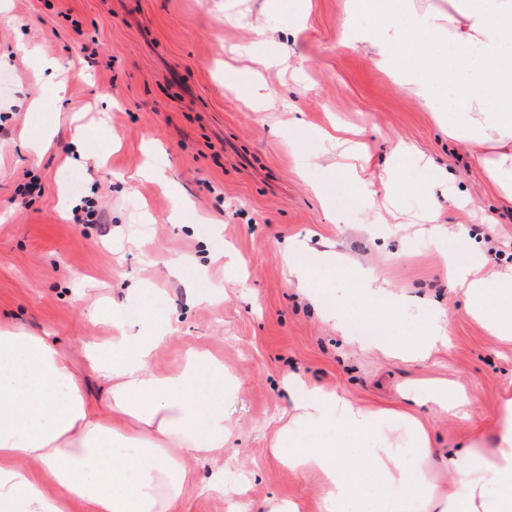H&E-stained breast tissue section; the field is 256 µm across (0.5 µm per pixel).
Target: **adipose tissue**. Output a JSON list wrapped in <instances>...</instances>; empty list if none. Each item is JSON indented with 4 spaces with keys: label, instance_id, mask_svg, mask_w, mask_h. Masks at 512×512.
Wrapping results in <instances>:
<instances>
[{
    "label": "adipose tissue",
    "instance_id": "adipose-tissue-1",
    "mask_svg": "<svg viewBox=\"0 0 512 512\" xmlns=\"http://www.w3.org/2000/svg\"><path fill=\"white\" fill-rule=\"evenodd\" d=\"M380 24L354 42L370 46L397 87L448 114V134L469 148L498 196L512 204V0H448L421 14L412 0H380ZM290 274L324 314L345 309L312 274L306 248L288 249ZM481 255H448V286L491 335L512 340V273L490 287ZM106 335L81 352L100 384L85 388L50 336L0 328V512H179L192 460L222 453L224 397L237 382L204 350L174 374L152 367L165 324L128 334L119 306L88 305ZM446 325H425L413 347L385 333L393 357L427 360L446 345ZM292 406L275 457L320 483V512H512V389L503 391L492 439L440 454L411 413L367 409L292 378ZM408 401L459 415L471 400L451 383L412 388ZM316 431L323 447L308 450Z\"/></svg>",
    "mask_w": 512,
    "mask_h": 512
}]
</instances>
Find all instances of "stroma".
<instances>
[{
    "label": "stroma",
    "mask_w": 512,
    "mask_h": 512,
    "mask_svg": "<svg viewBox=\"0 0 512 512\" xmlns=\"http://www.w3.org/2000/svg\"><path fill=\"white\" fill-rule=\"evenodd\" d=\"M350 0H6L0 10V327L48 332L72 357L102 336L73 295L121 301L126 323L155 316L172 329L153 359L175 369L202 347L242 383L224 403L223 453L192 462L194 483L223 470L242 482L248 512L278 501L320 512L319 490L271 452L297 374L371 408L410 410L402 391L432 381L464 388L467 417L426 408L435 447L495 430L512 388V341L489 336L464 313L444 278L447 251L475 250L489 279L512 271V206L485 181L445 123L401 92L372 53L346 41ZM28 41L74 62L63 98L35 83L14 52ZM272 65L254 72L249 52ZM245 78L264 100L229 87ZM50 146L31 157L29 141ZM100 160L66 189L77 137ZM444 168L458 196L444 204L448 240L418 223L427 174L413 159L394 173L395 208L354 204L358 182L380 180L397 141ZM95 202L97 221L73 223V197ZM344 220L335 221L336 212ZM347 258L330 286L355 309L348 332L325 320L292 283L286 244ZM200 273L203 299L169 276ZM391 297L360 294L365 272ZM445 313L448 343L429 360L390 358L352 340L369 322L414 342L424 317Z\"/></svg>",
    "instance_id": "1"
}]
</instances>
